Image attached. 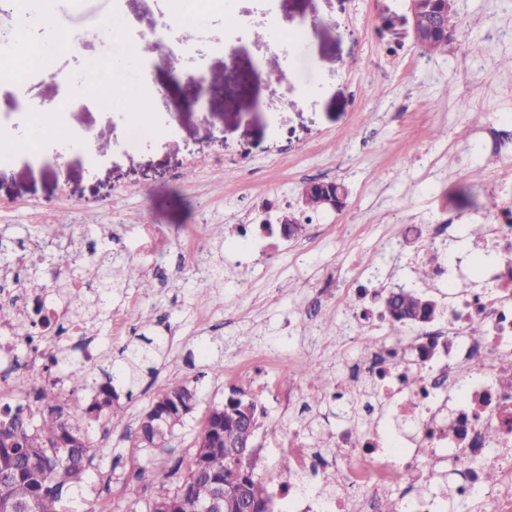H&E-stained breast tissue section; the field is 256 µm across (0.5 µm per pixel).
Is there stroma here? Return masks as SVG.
Instances as JSON below:
<instances>
[{
	"mask_svg": "<svg viewBox=\"0 0 512 512\" xmlns=\"http://www.w3.org/2000/svg\"><path fill=\"white\" fill-rule=\"evenodd\" d=\"M169 4L63 0L58 23L78 36L77 50L54 56L53 75L0 81V112L13 110L21 94L35 109L62 103L76 131L110 149L94 165L84 151L44 140L38 156L15 153L0 165V254L26 261L44 248V260L23 269L38 283L46 265L66 268L70 246L101 250L108 231L105 263L113 274L139 270L93 306L100 360L79 394L90 402L95 386L114 374L125 418L93 423L87 480L60 512H146L154 497L179 485L210 408L233 386L277 427L256 434L265 456L256 474L283 512L288 474L277 443L288 424L276 400L289 384L310 390L308 372H335L341 358L364 347L356 317L362 300L348 284L370 267L411 284L409 258L432 223L454 214L456 230L438 249L461 257L468 286L482 285L473 271L487 257L474 248L472 230L487 212L461 206L454 194L477 169L479 195L489 197L486 176L512 168L511 149L485 146L490 131L512 118V98L488 90L512 79V0H459L454 39L427 56L414 41L407 0H232L236 23L303 28L301 49L284 54L261 36L228 39L236 23L211 13L191 54L152 72L148 117L162 122L166 136L130 150L121 97L100 105L86 93L66 95L54 76L106 59L99 31L116 12L141 26L164 20ZM200 60L225 85L199 100L190 97L186 75ZM260 62L270 73L263 82L251 77ZM216 138L224 141L221 167L202 162L214 155ZM313 181L344 183V208L309 212L295 238L261 230L263 220L296 208ZM49 204L55 221L40 223ZM216 224L223 240L211 236ZM243 228L255 243L245 256L232 249ZM142 318L164 357L130 386L116 370L123 352L138 345ZM244 363L264 370L266 389L238 377ZM177 381L196 389L192 418L167 450L140 448L141 415ZM145 464L160 479L131 498L127 480Z\"/></svg>",
	"mask_w": 512,
	"mask_h": 512,
	"instance_id": "35a3bbf8",
	"label": "stroma"
}]
</instances>
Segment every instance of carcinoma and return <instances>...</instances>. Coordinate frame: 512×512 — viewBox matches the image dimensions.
<instances>
[{
	"label": "carcinoma",
	"mask_w": 512,
	"mask_h": 512,
	"mask_svg": "<svg viewBox=\"0 0 512 512\" xmlns=\"http://www.w3.org/2000/svg\"><path fill=\"white\" fill-rule=\"evenodd\" d=\"M423 297L400 290L397 311L390 312L393 331L411 323L408 315L422 311ZM317 395L324 396L336 387V377L320 371L310 374ZM243 390L231 388L224 401L212 407L194 440V452L186 475L177 488L161 494L149 504L147 512H194V504L210 499L216 485L224 484V510L236 512L246 501L254 512H269L271 494L254 474L250 464L253 449L243 419L261 421L264 412L255 400L244 402ZM197 393L187 383L173 384L160 392L139 421L136 439L141 447L153 451L165 448L169 436L186 426L196 409ZM106 419L123 420L119 395L112 381L99 385L92 402L58 404L42 401L35 422L25 421L22 406H0V472L7 482L0 485V512H59L63 496L87 477L91 456L89 430L92 423ZM153 467L138 468L128 481L131 497L155 483Z\"/></svg>",
	"instance_id": "obj_1"
}]
</instances>
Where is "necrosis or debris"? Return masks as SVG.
Masks as SVG:
<instances>
[{
  "label": "necrosis or debris",
  "instance_id": "necrosis-or-debris-1",
  "mask_svg": "<svg viewBox=\"0 0 512 512\" xmlns=\"http://www.w3.org/2000/svg\"><path fill=\"white\" fill-rule=\"evenodd\" d=\"M231 0H175L171 21L148 23L139 42L165 57L191 51V38L170 41L172 21H198L229 10ZM477 247L497 261L483 272L482 288H464L452 278L457 258L431 267L427 288L443 299L441 314L423 322L415 335L387 333L378 314L368 311L361 334L372 337L367 356L339 366L329 404L341 411L336 445L344 456L309 450L310 427H290L281 439L294 462L289 489L331 483V493L303 512H382L397 498L404 512H437L450 499L474 503V512H512V207L503 206L488 222ZM83 253L55 273L52 287L27 283L17 261H0V299L13 303L15 316L0 324V389L11 399L35 405L46 390L63 391L70 373L90 368L97 353L84 320L65 302L84 288ZM68 340L76 359L49 370L51 355ZM360 388L349 399L350 388ZM499 473L497 484L484 469ZM423 483H436L435 498L418 496Z\"/></svg>",
  "mask_w": 512,
  "mask_h": 512
}]
</instances>
